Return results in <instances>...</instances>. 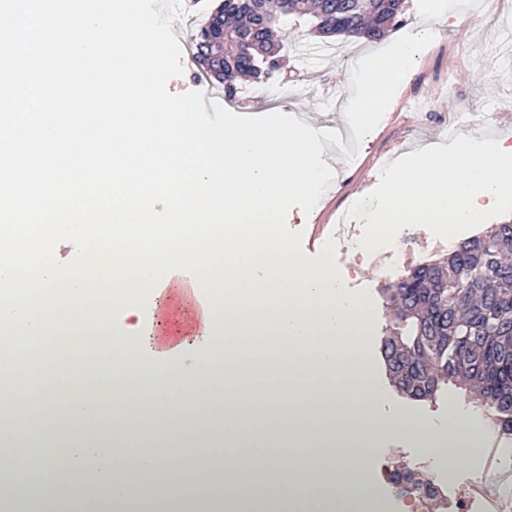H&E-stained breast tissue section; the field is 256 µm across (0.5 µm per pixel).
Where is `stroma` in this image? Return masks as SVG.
<instances>
[{"label": "stroma", "instance_id": "1", "mask_svg": "<svg viewBox=\"0 0 512 512\" xmlns=\"http://www.w3.org/2000/svg\"><path fill=\"white\" fill-rule=\"evenodd\" d=\"M188 11L184 20L174 21L172 31L183 45L184 74L171 80L168 90L212 92L224 102V87L205 75L190 47L193 33L208 20L215 0H183ZM375 44L345 39L342 36L318 37L310 34L304 21L288 24L280 68L264 79L263 87L279 91V98L253 97V81L237 86V99L243 100L242 112L261 116L271 112L290 114L314 124L346 126L339 100L350 99V68L372 51ZM458 127L466 136L512 138V31L504 30L498 20L469 17L467 24L454 27L440 24L434 41L426 47L414 68L403 80L377 127L363 140L357 156L336 167V177L310 213L292 208L287 217L290 229L302 231L305 254L320 251L336 228L337 212L349 209L359 198L374 189L381 168L398 158L430 144H448L449 127ZM349 243H339L336 265L344 287L367 300L370 332L365 339L366 355L385 393L387 403L409 414L440 423L449 397L465 399L464 391L448 388L436 404L408 399L396 391L386 375L381 355V340L389 324V314L380 294L382 288L397 283L407 272L397 264L389 248L362 256L351 265ZM512 436L493 435L482 452V467L457 470L455 493L473 501L474 512H501L512 498ZM402 462L416 472L428 473L439 480L418 449L409 443H390L380 448L368 462L373 482L391 502L394 512H413L410 499L399 496L383 478L385 465Z\"/></svg>", "mask_w": 512, "mask_h": 512}]
</instances>
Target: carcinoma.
Returning <instances> with one entry per match:
<instances>
[{
    "label": "carcinoma",
    "instance_id": "cac0c4a2",
    "mask_svg": "<svg viewBox=\"0 0 512 512\" xmlns=\"http://www.w3.org/2000/svg\"><path fill=\"white\" fill-rule=\"evenodd\" d=\"M406 0H224V93L241 75L269 77L281 62L274 31L310 16V31L373 42L405 14ZM392 324L381 354L396 390L435 402L451 385L467 391L502 435H512V224H495L442 260L413 267L387 289ZM222 471L224 448L196 454Z\"/></svg>",
    "mask_w": 512,
    "mask_h": 512
}]
</instances>
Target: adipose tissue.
Instances as JSON below:
<instances>
[{
	"label": "adipose tissue",
	"mask_w": 512,
	"mask_h": 512,
	"mask_svg": "<svg viewBox=\"0 0 512 512\" xmlns=\"http://www.w3.org/2000/svg\"><path fill=\"white\" fill-rule=\"evenodd\" d=\"M67 339L81 377L33 392L30 338L53 319L0 298V468L23 454L6 440L17 427L63 439L29 478L57 493L53 512H141L150 500L180 512H391L371 484L376 446L404 440L442 468L466 467L490 440L457 399L441 426L387 408L365 358L363 297L331 281L232 282L209 297L199 326L172 315L204 354L186 372L134 381L153 356L154 332L136 298L65 304ZM225 412L210 413L216 392ZM225 447V472L257 469L236 485L189 474L191 448ZM248 447L245 460L237 450Z\"/></svg>",
	"instance_id": "1"
}]
</instances>
